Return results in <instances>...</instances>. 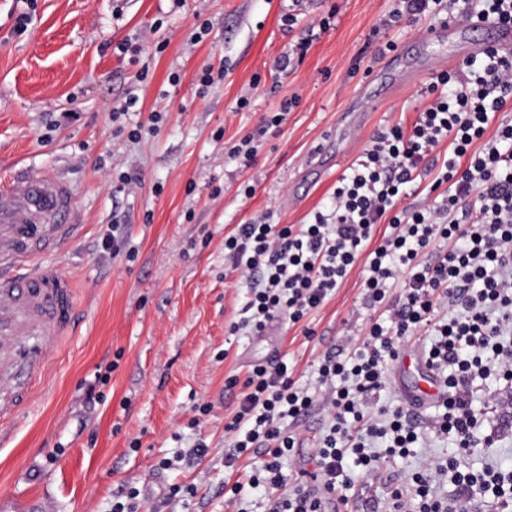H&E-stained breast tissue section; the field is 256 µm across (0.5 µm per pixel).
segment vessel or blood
<instances>
[{
	"instance_id": "1",
	"label": "vessel or blood",
	"mask_w": 512,
	"mask_h": 512,
	"mask_svg": "<svg viewBox=\"0 0 512 512\" xmlns=\"http://www.w3.org/2000/svg\"><path fill=\"white\" fill-rule=\"evenodd\" d=\"M83 228L71 185L56 170L13 164L0 180V337L34 336L35 346H0V425L11 421L21 400L42 378V365L73 323L70 279L38 268L41 256L76 238ZM403 371L418 381L406 390L421 406L442 395L439 380L406 348Z\"/></svg>"
}]
</instances>
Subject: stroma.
<instances>
[{
  "instance_id": "stroma-1",
  "label": "stroma",
  "mask_w": 512,
  "mask_h": 512,
  "mask_svg": "<svg viewBox=\"0 0 512 512\" xmlns=\"http://www.w3.org/2000/svg\"><path fill=\"white\" fill-rule=\"evenodd\" d=\"M394 0H0V176L16 161L58 171L73 187L85 227L44 268L75 285L73 333L52 352L13 436L0 446V495L26 506L49 499L55 512H112L127 488L140 489L138 512H235L224 495V432L241 398L227 378L254 364L284 360L300 383L345 337L365 334L379 309L368 307L362 271L353 269L334 296L275 336H233L246 286L224 254L237 225L262 220L302 224L329 206L331 193L377 133L408 126L423 106L433 73L460 62L453 44H427L433 16L391 22ZM31 11L28 32L16 16ZM330 17L303 58L292 52L306 25ZM209 22L198 33L197 19ZM138 40V57L116 52ZM405 56L393 67L387 40ZM166 42L164 52L154 46ZM290 56L288 68L274 65ZM145 81L135 82L141 66ZM224 77L199 89L204 68ZM144 125L135 142L117 135L111 112L130 91ZM248 106H240V98ZM297 98L284 123L263 137L251 166L229 148L254 132L266 113ZM369 114L353 131L356 111ZM161 112L159 132L147 124ZM329 143L332 163L305 176L315 148ZM140 183L120 187L118 175ZM253 195H243L244 186ZM120 223L133 254L100 247ZM494 378L471 383L472 407L493 445L470 449L473 469L512 470V416L488 399ZM209 405L198 415V405ZM416 457L385 458V475H404L418 460L457 453L453 439L427 427ZM200 456L190 457L195 445ZM170 469H158L160 460ZM192 497L168 500L170 485Z\"/></svg>"
}]
</instances>
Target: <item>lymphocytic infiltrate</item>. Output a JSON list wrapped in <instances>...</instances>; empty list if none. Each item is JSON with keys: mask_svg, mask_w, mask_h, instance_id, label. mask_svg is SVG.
I'll use <instances>...</instances> for the list:
<instances>
[{"mask_svg": "<svg viewBox=\"0 0 512 512\" xmlns=\"http://www.w3.org/2000/svg\"><path fill=\"white\" fill-rule=\"evenodd\" d=\"M458 2L396 0L392 16L432 14L446 23L512 27V0H478L474 10ZM421 95L426 105L411 126L374 136L351 173L339 179L330 212H315L298 225L256 220L224 240L225 255L249 286L231 333L258 336L275 321L299 323L335 295L358 263L367 302L387 304L389 312L363 339L324 355L311 385H299L281 360L252 367L224 426L233 436L225 469L244 457L254 461L245 482L229 488L238 512H248V487L265 493L268 512H334L337 494L353 483L344 468L349 457L367 485H388L385 495L370 499L371 512H480L488 498L495 512H512V471L490 465L475 473L463 457L478 423L468 382L495 377L499 397L512 399V344L503 342L512 334V124L495 121L512 98V55L486 47L438 73ZM492 125L497 131L491 136ZM443 143L449 156L430 185L438 200L403 207L416 171ZM380 224L387 230L377 243ZM436 241L448 243V251L423 260ZM396 281L402 287L394 297ZM412 336L430 337L424 359L448 390L431 429L452 437L461 455L443 463L422 460L399 482L383 478L380 458L414 456L418 433L403 405L374 410L370 400ZM319 403L332 422L313 454V482L288 480L283 469L295 460L299 436L287 424ZM371 438L386 439L383 454L370 452ZM447 482L456 488L454 498L438 492Z\"/></svg>", "mask_w": 512, "mask_h": 512, "instance_id": "1", "label": "lymphocytic infiltrate"}]
</instances>
